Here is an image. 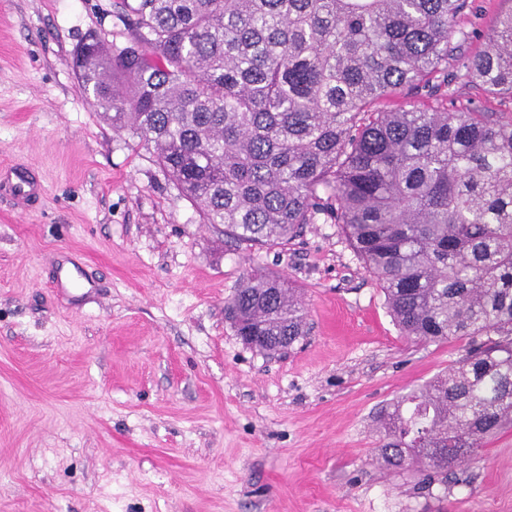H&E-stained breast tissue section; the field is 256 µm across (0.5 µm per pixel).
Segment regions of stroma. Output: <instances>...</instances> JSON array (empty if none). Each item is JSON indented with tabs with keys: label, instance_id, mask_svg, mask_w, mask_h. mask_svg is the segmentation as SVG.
Instances as JSON below:
<instances>
[{
	"label": "stroma",
	"instance_id": "stroma-1",
	"mask_svg": "<svg viewBox=\"0 0 512 512\" xmlns=\"http://www.w3.org/2000/svg\"><path fill=\"white\" fill-rule=\"evenodd\" d=\"M113 0H0V512H512V424L447 474L378 460L381 411L448 372L465 343L405 338L334 224L266 250L207 224L130 130L80 92L88 35L123 46ZM512 0H473L484 48ZM512 118L452 81L448 109ZM289 279L290 348L244 344L224 303ZM81 287L57 290V279Z\"/></svg>",
	"mask_w": 512,
	"mask_h": 512
}]
</instances>
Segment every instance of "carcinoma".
<instances>
[{
  "label": "carcinoma",
  "mask_w": 512,
  "mask_h": 512,
  "mask_svg": "<svg viewBox=\"0 0 512 512\" xmlns=\"http://www.w3.org/2000/svg\"><path fill=\"white\" fill-rule=\"evenodd\" d=\"M468 7L116 0L130 41L73 55L80 91L153 149L204 223L262 248L336 224L403 335L467 340L386 412L379 455L396 472L465 463L512 421V120L445 106L450 60L453 78L512 98V10L462 59ZM426 86L434 105L417 100ZM224 312L269 347L305 335L298 291L277 275L248 277Z\"/></svg>",
  "instance_id": "carcinoma-1"
}]
</instances>
